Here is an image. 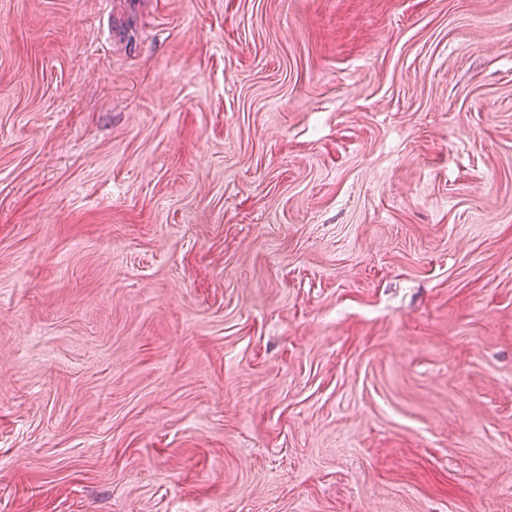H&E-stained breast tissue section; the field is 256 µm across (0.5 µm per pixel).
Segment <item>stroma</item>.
Masks as SVG:
<instances>
[{
	"label": "stroma",
	"instance_id": "stroma-1",
	"mask_svg": "<svg viewBox=\"0 0 512 512\" xmlns=\"http://www.w3.org/2000/svg\"><path fill=\"white\" fill-rule=\"evenodd\" d=\"M0 512H512V0H0Z\"/></svg>",
	"mask_w": 512,
	"mask_h": 512
}]
</instances>
